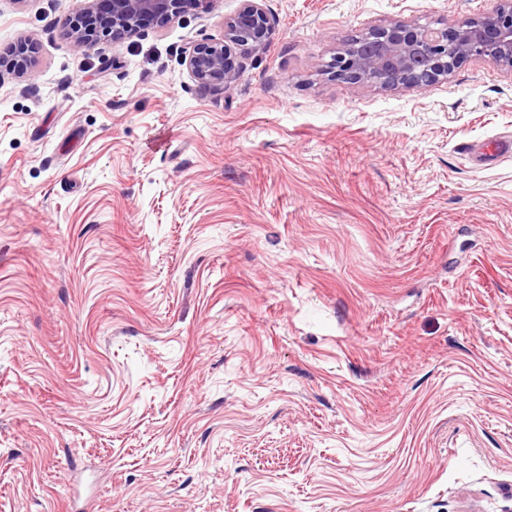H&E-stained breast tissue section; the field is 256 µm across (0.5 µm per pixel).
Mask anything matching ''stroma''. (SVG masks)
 Here are the masks:
<instances>
[{"label":"stroma","mask_w":512,"mask_h":512,"mask_svg":"<svg viewBox=\"0 0 512 512\" xmlns=\"http://www.w3.org/2000/svg\"><path fill=\"white\" fill-rule=\"evenodd\" d=\"M497 4L268 0L224 91L240 0L81 50L0 0V512H512V74H332ZM267 0H241L237 12L224 25V39L200 43L185 55V64L199 83L229 89L240 64L236 49H263L274 29L275 19Z\"/></svg>","instance_id":"obj_1"}]
</instances>
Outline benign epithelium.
I'll list each match as a JSON object with an SVG mask.
<instances>
[{"label": "benign epithelium", "mask_w": 512, "mask_h": 512, "mask_svg": "<svg viewBox=\"0 0 512 512\" xmlns=\"http://www.w3.org/2000/svg\"><path fill=\"white\" fill-rule=\"evenodd\" d=\"M267 0H241L237 12L224 25V39L200 43L185 55V64L199 83L229 89L240 64L236 50L264 48L275 19ZM214 0H89L72 21V38L82 49L102 36H133L147 24L161 27L174 17L195 9H208ZM374 46L352 45L334 63L337 78L350 84L374 81L383 88L400 85L425 87L448 77L471 58L512 74V0H499L492 23L470 20L468 25L429 29L395 21L373 31ZM32 67L28 48L20 47L9 68L25 74Z\"/></svg>", "instance_id": "obj_1"}]
</instances>
